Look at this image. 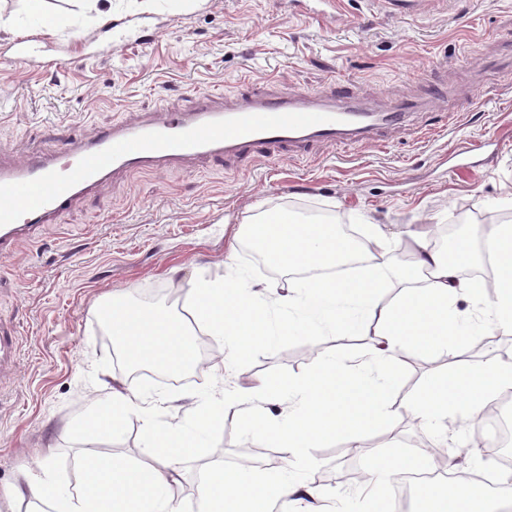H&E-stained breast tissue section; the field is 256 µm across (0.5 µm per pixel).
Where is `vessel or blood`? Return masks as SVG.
I'll return each mask as SVG.
<instances>
[{"label": "vessel or blood", "instance_id": "1", "mask_svg": "<svg viewBox=\"0 0 512 512\" xmlns=\"http://www.w3.org/2000/svg\"><path fill=\"white\" fill-rule=\"evenodd\" d=\"M9 50L31 65L53 64L48 49L28 40H13ZM423 108L422 102L406 101L372 110L352 94L270 91L227 105L219 96L200 93L189 111L116 124L72 141L48 159L0 168V254L116 170H162L196 158L260 156L273 146L297 151L317 142L361 143L396 129Z\"/></svg>", "mask_w": 512, "mask_h": 512}]
</instances>
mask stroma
Segmentation results:
<instances>
[{
	"label": "stroma",
	"instance_id": "35a3bbf8",
	"mask_svg": "<svg viewBox=\"0 0 512 512\" xmlns=\"http://www.w3.org/2000/svg\"><path fill=\"white\" fill-rule=\"evenodd\" d=\"M108 23L72 15L68 0H0V166L47 158L79 135L160 112L188 110L196 92L234 100L257 87L312 91L350 89L367 106L434 98L398 131L363 145L315 143L297 153L271 149L220 162L190 160L164 172L121 171L74 200L0 257V323L16 338L15 361L0 371V490L20 471L50 464L63 488L81 479L88 450L144 460L145 418L190 428L197 406L223 408L218 430L200 438V458L181 465L189 497L202 463L236 465L255 444L248 413L228 407L224 393L304 374L314 363L364 359L372 339L297 321L277 334L281 314L270 308V335L236 363L227 340L194 377L174 384L144 379L145 413L114 431H88L79 421L92 401L126 382L100 332L109 294L124 291L140 306L179 312L174 288L200 273L213 280L246 277L248 285L297 279V271L262 263L240 230L259 209L301 215L331 213L334 224L457 223L474 250L478 226L512 223V0H428L397 17L371 0H100ZM144 17L161 29L153 41L131 42L88 61L83 42L108 43L113 26ZM26 38L57 50L46 70L4 55ZM233 260H226L227 246ZM441 353L416 354L392 371L391 399L400 410L388 427L364 437L347 457V437L308 448L299 471L338 499L324 512L353 506L361 487L338 481L342 469L372 473L379 456L409 454L402 412L412 394L442 371ZM426 438L471 473L488 459L470 418L439 429L418 424Z\"/></svg>",
	"mask_w": 512,
	"mask_h": 512
}]
</instances>
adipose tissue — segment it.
<instances>
[{
    "instance_id": "obj_1",
    "label": "adipose tissue",
    "mask_w": 512,
    "mask_h": 512,
    "mask_svg": "<svg viewBox=\"0 0 512 512\" xmlns=\"http://www.w3.org/2000/svg\"><path fill=\"white\" fill-rule=\"evenodd\" d=\"M246 233L251 241L269 246L278 265L291 269L336 265L347 247L335 225L303 224L286 211L260 212ZM405 235L411 254L407 264L395 262L393 238L372 225L358 244L366 267L353 280L317 276L288 282L286 293L274 295L273 303L307 314L311 329L326 324L374 337L363 363L318 364L301 377L264 384L253 393L254 401L266 405L258 417L260 434L288 448L297 461H304L306 448L339 435L357 439L387 421L388 373L412 351L462 347L479 317H489L496 330L512 334V224L481 228L484 249L498 269L490 294L457 277L458 264L473 259L470 241L461 242L451 264L432 246L429 231L409 228ZM394 281L403 289L391 301L384 290ZM185 295L194 313L190 323L163 310L146 314L123 294L110 295L111 333L129 359L165 372L188 369L194 357L192 338L200 327L228 338L241 362L267 333L263 317L269 304L242 281L194 278ZM465 297L477 304L475 317L460 314L458 303ZM511 385V362L463 361L449 374L430 378L410 405L416 418L441 424L460 414L475 416L501 387ZM143 404L138 390L116 389L108 402L91 406L86 420L107 429ZM221 418L220 408L205 405L197 411L191 433L178 425L147 423L149 462L134 464L121 456L92 459L81 484L70 490L52 472H24L4 497L11 502L34 499L36 512H185L183 499L171 489L180 482L182 463L197 457L198 435L214 430ZM326 497L323 489L285 473L213 461L202 467L197 512H309L307 500Z\"/></svg>"
}]
</instances>
